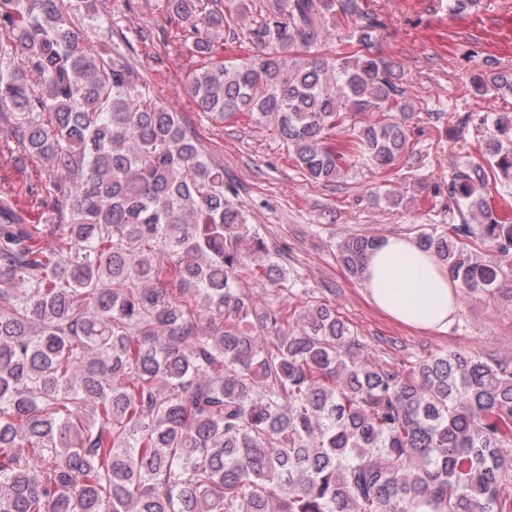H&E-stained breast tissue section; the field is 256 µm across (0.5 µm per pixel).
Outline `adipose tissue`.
I'll return each mask as SVG.
<instances>
[{
  "label": "adipose tissue",
  "mask_w": 512,
  "mask_h": 512,
  "mask_svg": "<svg viewBox=\"0 0 512 512\" xmlns=\"http://www.w3.org/2000/svg\"><path fill=\"white\" fill-rule=\"evenodd\" d=\"M363 285L377 309L419 330L446 331L461 308L459 288L437 257L406 237H387L368 254Z\"/></svg>",
  "instance_id": "1"
}]
</instances>
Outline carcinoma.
<instances>
[{
    "label": "carcinoma",
    "mask_w": 512,
    "mask_h": 512,
    "mask_svg": "<svg viewBox=\"0 0 512 512\" xmlns=\"http://www.w3.org/2000/svg\"><path fill=\"white\" fill-rule=\"evenodd\" d=\"M165 10L208 59L199 111L273 119L315 183L404 166L413 105L362 0H272L245 61L224 57L232 10ZM74 15L98 20L93 0H0V112L48 163L28 189L44 223L0 195V512H512V360L382 365L332 306H258L238 268L286 272L224 168ZM471 87L512 95V74ZM491 125L448 180L462 222L417 243L461 291L512 301V224L483 195L512 182V115ZM378 241L338 246L350 278Z\"/></svg>",
    "instance_id": "obj_1"
}]
</instances>
